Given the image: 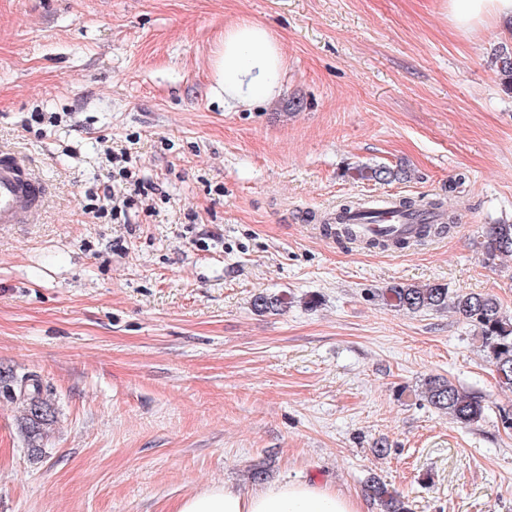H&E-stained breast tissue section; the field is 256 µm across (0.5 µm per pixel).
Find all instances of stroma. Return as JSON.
<instances>
[{
	"label": "stroma",
	"instance_id": "35a3bbf8",
	"mask_svg": "<svg viewBox=\"0 0 512 512\" xmlns=\"http://www.w3.org/2000/svg\"><path fill=\"white\" fill-rule=\"evenodd\" d=\"M286 64L271 102L228 111L213 57L241 20ZM512 32L453 29L442 0H0V150L47 186L0 226V369L38 374L44 455L0 390V512H176L213 484L312 482L380 512H512V389L454 309L398 311L440 283L512 316ZM150 182L134 195L109 156ZM407 179H359L364 166ZM429 195L457 221L418 248L367 249L315 215L344 198ZM133 197L131 207L114 203ZM283 295L259 314L258 294ZM441 375L482 396L464 426L428 404ZM386 455H377V448ZM512 255V224H492L483 244V262L496 265L502 256ZM365 487L367 495L381 506L382 512H408L401 496L395 491H391L380 480L372 478Z\"/></svg>",
	"mask_w": 512,
	"mask_h": 512
}]
</instances>
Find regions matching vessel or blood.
Here are the masks:
<instances>
[{"label": "vessel or blood", "instance_id": "b4317fda", "mask_svg": "<svg viewBox=\"0 0 512 512\" xmlns=\"http://www.w3.org/2000/svg\"><path fill=\"white\" fill-rule=\"evenodd\" d=\"M45 195V184L30 174L21 157L7 151L0 152V224L29 223ZM346 221L355 225L359 236L364 239H409L419 231L414 217L391 209L384 211L378 224L359 223L352 215L347 216Z\"/></svg>", "mask_w": 512, "mask_h": 512}]
</instances>
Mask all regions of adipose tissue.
Wrapping results in <instances>:
<instances>
[{"label": "adipose tissue", "instance_id": "ef3b65f1", "mask_svg": "<svg viewBox=\"0 0 512 512\" xmlns=\"http://www.w3.org/2000/svg\"><path fill=\"white\" fill-rule=\"evenodd\" d=\"M453 27L469 32L494 21L512 28V0H445ZM217 83L230 110L248 108L277 95L285 65L278 43L259 23L241 21L224 32L214 58ZM177 512H359L348 496L315 483L283 482L241 492L214 485L182 500Z\"/></svg>", "mask_w": 512, "mask_h": 512}]
</instances>
